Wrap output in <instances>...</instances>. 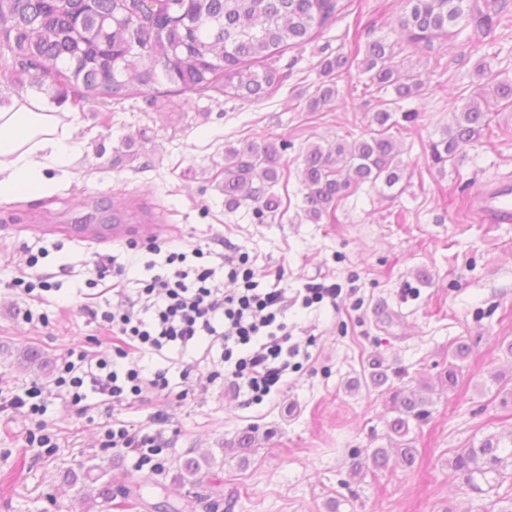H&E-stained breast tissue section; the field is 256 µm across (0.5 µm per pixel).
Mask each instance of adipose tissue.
Wrapping results in <instances>:
<instances>
[{"mask_svg":"<svg viewBox=\"0 0 512 512\" xmlns=\"http://www.w3.org/2000/svg\"><path fill=\"white\" fill-rule=\"evenodd\" d=\"M80 149L72 113L56 102L34 93L0 101V202L54 192Z\"/></svg>","mask_w":512,"mask_h":512,"instance_id":"obj_1","label":"adipose tissue"}]
</instances>
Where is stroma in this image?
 <instances>
[{"label":"stroma","mask_w":512,"mask_h":512,"mask_svg":"<svg viewBox=\"0 0 512 512\" xmlns=\"http://www.w3.org/2000/svg\"><path fill=\"white\" fill-rule=\"evenodd\" d=\"M401 0H347L346 9L299 48L283 50L274 65L288 78L260 99H238L217 90L179 92L160 81L155 88L118 102L79 101L72 90L47 79L33 83L18 59L0 51V97L37 93L67 98L81 153L73 175L50 196H21L0 204V396L32 384L45 388L46 412L28 408L0 413V479L14 476L0 512H79L76 491L59 473L80 464L106 467L113 485L132 478L162 482V493L138 502L115 494L103 512H154L156 503L191 495L188 512H211L223 489L224 512H471L495 500L448 477V451L489 433L512 430V223L489 224L473 210L478 185L512 180V108L492 115L489 129L435 165L429 144L450 124L455 108L472 98L485 79L487 62L501 79H512V23L490 30L468 24L449 42L417 47L402 40ZM372 33L393 44L397 58L423 83L418 97L364 93L369 78L360 67L336 77V103L318 112L307 100L323 80L320 61L349 52L355 33ZM442 57L444 73L429 62ZM417 120L396 135L406 174L395 188L362 185L342 199L334 222L313 223L301 183L302 155L312 144L351 142L375 127V112ZM132 140L125 149L124 140ZM286 142L285 181L273 191L283 199L276 217L257 218L249 206H224V148L241 140ZM130 224H175L170 251L201 248L203 264L218 266V251L231 245L266 270L262 287L281 283L289 293L308 284H336L335 301L290 307L293 340L310 354L288 375V386L261 404H250L223 381H210L207 366L189 378L170 359L145 353L144 373L164 369L176 394L149 400L140 410L107 414L88 394L77 414L64 389L54 384L70 350L111 352L112 333L83 313L93 294L95 268L116 257L126 267L130 290L149 279L145 248L115 243L95 252L76 241L29 232L32 224L112 219ZM283 271L275 280V271ZM47 281V290L26 293V281ZM472 337V349L453 388L440 384L448 346ZM38 347L52 361L47 373L14 365L10 349ZM379 361L413 387L425 379L435 387L429 418L409 434L418 450L413 471L353 477V450L370 453L389 445L386 422L391 401L367 385L364 372ZM166 415L163 466L139 468L133 456L103 447L106 424L119 419L145 424L156 410ZM256 427L258 440L247 457L228 453L239 432ZM49 435L51 447L34 440ZM224 457L196 487L177 478L184 452Z\"/></svg>","instance_id":"stroma-1"}]
</instances>
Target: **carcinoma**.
Instances as JSON below:
<instances>
[{"label": "carcinoma", "mask_w": 512, "mask_h": 512, "mask_svg": "<svg viewBox=\"0 0 512 512\" xmlns=\"http://www.w3.org/2000/svg\"><path fill=\"white\" fill-rule=\"evenodd\" d=\"M340 0H0V49H6L21 64L33 68V82L53 77L71 88L77 99L88 96L106 100L122 99L136 91L153 87L165 79L183 89L217 88L228 97H260L283 84L287 75L269 67L253 70L260 59H271L287 48L304 46L313 34L326 26L340 11ZM400 19L401 32L410 43L431 42L436 37L452 38L461 33V24L475 17L470 0H405ZM394 46L382 38L365 42L358 65L369 74L379 92L393 90L396 99L418 94L422 82L394 61ZM353 64L345 53L320 62L326 80L307 100L311 110L336 100L335 73ZM492 94L498 104L512 108V79L494 84ZM391 113H376L378 128L351 144L338 141L328 147L309 146L302 155V183L308 216L318 222L335 217L336 206L360 185L381 184L391 189L404 176L398 159ZM491 123L490 101L484 89L474 93L456 113L453 126L430 145L431 160L445 164L457 149L477 140ZM287 144L273 141H241L224 151V205L236 209L246 201L256 203L255 214L274 216L283 200L270 188L284 176L282 151ZM469 339L458 337L448 354L466 359ZM19 359L39 372L48 366L41 350L27 346ZM394 416L387 421L389 440L395 443L401 464L414 468L417 449L406 439L412 423L430 415L431 388L423 383L406 392L389 387ZM257 430L241 431L230 449L251 451ZM448 470L473 491L481 484L498 489L512 480V433H490L461 448L448 450ZM352 473L391 469L385 448H375L365 458L353 453ZM215 464L212 455L185 457L177 479L195 486L202 482V467ZM99 474L94 476L92 471ZM98 465L86 469H66L62 482L71 486L95 485L83 494L85 508L92 512L112 501V483L103 480Z\"/></svg>", "instance_id": "cac0c4a2"}]
</instances>
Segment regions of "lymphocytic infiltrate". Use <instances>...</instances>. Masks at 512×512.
<instances>
[{
	"instance_id": "obj_1",
	"label": "lymphocytic infiltrate",
	"mask_w": 512,
	"mask_h": 512,
	"mask_svg": "<svg viewBox=\"0 0 512 512\" xmlns=\"http://www.w3.org/2000/svg\"><path fill=\"white\" fill-rule=\"evenodd\" d=\"M148 251L164 254L167 268L144 281L133 295L128 292L123 267L108 262L97 266V279L117 297L118 308L100 311L87 304L83 310L111 328L118 342L116 352L127 364L120 367L104 356L78 351L64 366L70 376L72 402L82 401L86 387L101 397L109 412L135 408L147 389L170 396L166 371L144 375L139 356L148 351L161 355L174 348L185 351L206 336L220 345L212 379H224L252 402L280 392L293 359L300 354L286 321L287 289L260 287L255 270L248 268V258L242 254L223 260L227 278L243 282L242 289L228 293L216 283L212 267L200 265L187 271L181 267L185 253L166 254L158 244L149 245ZM141 297L152 301L150 318H143L137 309ZM152 421L157 425L153 431L125 425L107 430L105 447L136 455L137 467L160 468L159 457L167 445L158 429L163 413L154 412Z\"/></svg>"
}]
</instances>
